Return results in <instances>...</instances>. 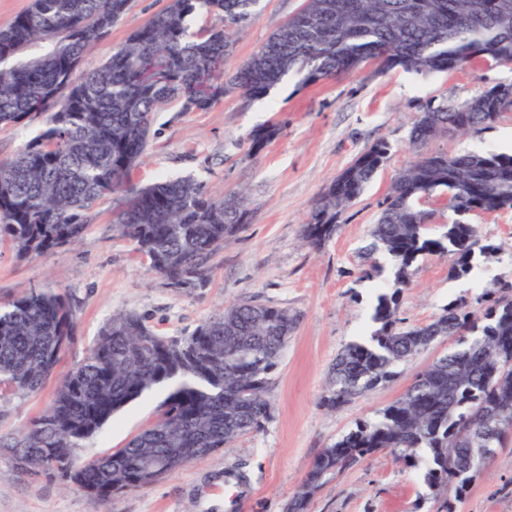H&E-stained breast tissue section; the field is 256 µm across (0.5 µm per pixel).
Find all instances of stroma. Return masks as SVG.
<instances>
[{"instance_id":"stroma-1","label":"stroma","mask_w":512,"mask_h":512,"mask_svg":"<svg viewBox=\"0 0 512 512\" xmlns=\"http://www.w3.org/2000/svg\"><path fill=\"white\" fill-rule=\"evenodd\" d=\"M165 0H130L124 17L84 63L108 59ZM301 0H261L256 18L239 36L228 68L249 59L292 16ZM512 84V65L478 60L462 69L422 74L372 66L302 84L289 76L260 100L225 95L207 111L159 109L145 154L123 189L90 215L83 244L42 256L17 257L0 246V303L29 289L62 294L75 313V341L61 355L59 371L80 362L114 311L132 310L153 330L178 336L205 321L220 305L243 298L297 312L300 322L284 350L271 390L272 415L264 426L221 451L196 459L144 489L101 502L57 478L18 469L0 448V512H224V471L242 470L247 483L237 512H285L289 499L322 448L374 419L399 398L418 372L450 348L442 339L399 367L396 381L337 409L321 405L332 364L347 345L368 336L378 294L393 286L391 260L369 256V230L394 177L416 161L409 142L412 123L427 106L458 102L493 86ZM276 124L278 136L258 152L250 133ZM390 154L362 196L340 218L333 238L319 250L304 246L301 226L338 173L374 141ZM429 151L512 154V112L492 126L432 140ZM191 175L214 197L247 193L252 220L226 236L206 287L176 291L153 275L133 245L114 237L112 226L133 191L167 177ZM482 242L497 245L463 278L448 276L444 255L419 258L411 283L400 293L406 325L435 320L451 302L475 304L494 282H512V212L467 215ZM56 383L0 405V433L26 427L51 403ZM167 396L157 388L126 406L102 432L79 449L89 459L123 447L157 420ZM441 500L422 471L392 452L378 453L327 483L308 512H436ZM456 512H512V446L498 449Z\"/></svg>"}]
</instances>
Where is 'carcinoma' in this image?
Listing matches in <instances>:
<instances>
[{
  "label": "carcinoma",
  "mask_w": 512,
  "mask_h": 512,
  "mask_svg": "<svg viewBox=\"0 0 512 512\" xmlns=\"http://www.w3.org/2000/svg\"><path fill=\"white\" fill-rule=\"evenodd\" d=\"M260 0H166L112 55L80 69L126 13L130 0H32L0 29V127L38 121L39 133L0 164V244L20 258L84 240L89 213L121 189L147 148L157 109L207 111L237 92L264 97L290 74L305 84L368 64L433 73L477 58L512 64V0H302L266 44L229 76L224 62ZM224 16V26L189 32L196 13ZM46 53L18 65L7 61L27 45ZM512 112V85L490 88L461 103L420 112L410 131L418 160L392 181L372 224L373 248L394 262L397 288L378 296L376 328L336 357L322 406L340 408L393 382L397 367L440 338L458 346L419 373L401 397L361 421L314 459L288 512H308L331 479L389 450L423 466L428 489L446 494L438 512H455L480 474L463 467L482 442L484 419L512 409V284L480 296L481 308L450 303L434 321L406 326L398 317L400 285L425 255H448L450 275L462 277L483 244L461 211L512 210V154L448 155L427 151L440 136L495 123ZM279 134L268 124L250 134L251 151ZM389 144L379 139L344 168L301 227L312 249L324 246L337 219L364 192ZM453 186L458 218L438 236L427 233L421 200ZM243 192L212 197L193 177L166 179L136 191L112 225L143 254L149 270L175 290L202 288L224 237L250 223ZM300 315L241 299L191 333L163 336L134 311L121 310L85 359L59 381L50 406L22 432L0 434L25 470L71 482L102 502L148 487L160 468L214 454L258 430L271 415L269 392ZM74 311L63 295L30 291L0 305V400L38 391L74 341ZM169 394L159 419L110 454L77 464L76 451L123 407L152 389Z\"/></svg>",
  "instance_id": "cac0c4a2"
}]
</instances>
